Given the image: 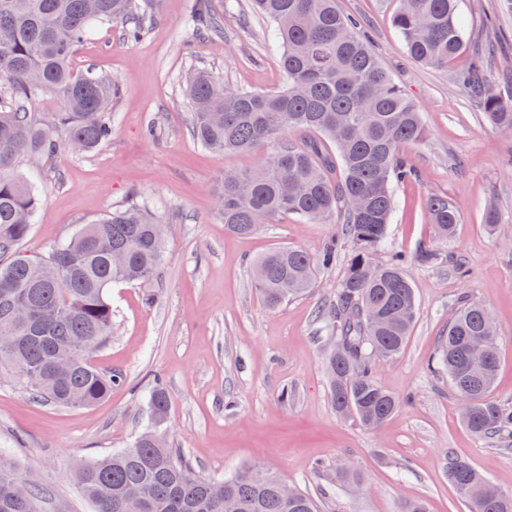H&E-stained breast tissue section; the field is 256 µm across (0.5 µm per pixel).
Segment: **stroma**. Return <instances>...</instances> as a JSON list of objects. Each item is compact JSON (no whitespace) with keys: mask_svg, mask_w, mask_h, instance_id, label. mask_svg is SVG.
Segmentation results:
<instances>
[{"mask_svg":"<svg viewBox=\"0 0 512 512\" xmlns=\"http://www.w3.org/2000/svg\"><path fill=\"white\" fill-rule=\"evenodd\" d=\"M199 2L149 0L157 22L136 39L122 26H97L71 65L118 83L111 139L94 153L60 156L51 169L18 165L42 190L24 254H46L78 225L134 202L161 220L169 263L155 281L110 290L112 331L90 361L120 381L103 400L86 408L44 405L16 376L0 372V450L41 488L42 512H94L69 465L130 446L150 421V392L159 382L171 399L161 432L215 481L254 467L308 492L321 512H403L414 501L427 512H468L444 468L452 455L512 489V450L475 437L447 378L427 368L459 298L481 301L501 336L494 394L512 402V138L492 129L458 86L468 57L448 69L420 64L392 24L393 0H337L363 23L381 66L418 106L426 129L422 142L402 149L417 177L396 186L388 238L374 260L411 256L423 245L437 255L408 268L415 325L401 356L377 365L379 382L401 404L369 430L337 415L326 374V312L351 243L341 241L335 265L320 270L309 293L273 310L253 286V262L282 246L319 254L336 223L288 217L238 236L216 213L224 172L253 169L262 153L217 156L201 147L189 131L182 78L204 68L228 89L273 93L284 76L270 25L248 0H211L224 19L220 38L194 23ZM459 14L476 47L490 50L496 84L511 80L512 12L499 0H459ZM436 195L459 211L454 237H439L429 222L426 203ZM491 206L501 218L495 229L485 222ZM454 258L467 276L455 274ZM343 463L360 471L359 487L332 481Z\"/></svg>","mask_w":512,"mask_h":512,"instance_id":"35a3bbf8","label":"stroma"}]
</instances>
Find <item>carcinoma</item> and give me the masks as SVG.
<instances>
[{
	"label": "carcinoma",
	"instance_id": "carcinoma-1",
	"mask_svg": "<svg viewBox=\"0 0 512 512\" xmlns=\"http://www.w3.org/2000/svg\"><path fill=\"white\" fill-rule=\"evenodd\" d=\"M252 2L274 25L286 85L276 93L231 91L209 71H192L185 78L191 133L219 156L266 150L256 168L221 179L216 206L229 231L249 236L288 216L312 224L339 218L338 237L353 250L328 311L329 393L337 415L374 430L399 406L376 367L402 354L415 322L406 266L426 264L433 254L425 248L410 257L396 253L381 265L373 254L386 242L394 185L413 176L401 148L423 140L426 129L336 0ZM397 2L392 23L416 61L446 68L467 50L457 0ZM195 21L224 33L219 14L200 9ZM105 22L139 36L151 18L140 0H0V84H7L10 99L0 108V337L16 340L11 347L0 342V369L56 407L89 406L110 392L115 379L89 361L112 329L109 288L159 276L166 259L160 220L133 202L82 225L44 256L19 250L40 195L17 163L54 160L62 144L73 154L89 153L112 134L115 82L70 64L77 45ZM460 83L487 121L512 137V96L490 83L485 60L471 57ZM42 94L61 104L47 123L29 109ZM426 208L439 235L454 234L460 215L448 198L433 196ZM335 261L334 242L316 257L276 247L254 262V288L274 308L309 290L317 270ZM491 323L483 303L462 299L428 369L448 375L468 430L512 441V402L492 396L500 359L499 337L488 336ZM473 343L490 353L483 369L469 366ZM169 410L158 384L151 394L153 427L130 447L73 469L95 512H137L141 500L148 501L146 512H317L304 491L285 498L273 476L259 482L246 469L212 481L197 474L155 432ZM447 473L470 512H512V491L488 495L489 481L469 462L450 457ZM336 482L359 484L362 475L345 465L336 469ZM0 512H40L36 485L22 482L2 455Z\"/></svg>",
	"mask_w": 512,
	"mask_h": 512
}]
</instances>
